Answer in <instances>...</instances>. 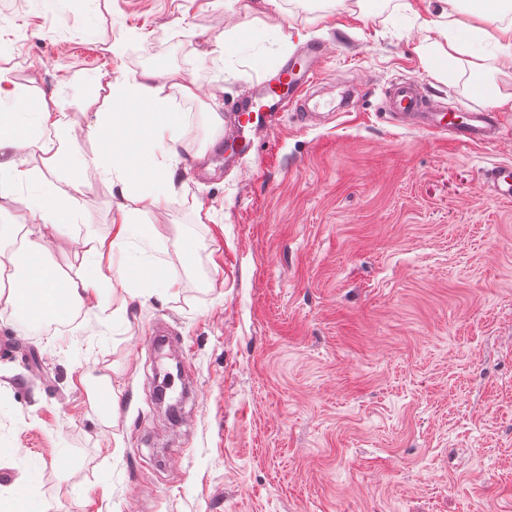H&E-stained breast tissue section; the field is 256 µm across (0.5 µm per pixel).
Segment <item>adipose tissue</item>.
Masks as SVG:
<instances>
[{
	"mask_svg": "<svg viewBox=\"0 0 512 512\" xmlns=\"http://www.w3.org/2000/svg\"><path fill=\"white\" fill-rule=\"evenodd\" d=\"M442 2L437 18L421 23L428 33L419 46L423 64L450 73L460 58H467L482 97L491 105L512 107V92H501L488 80L492 72L512 77V0H472L467 23L458 17L460 0ZM489 21L494 24L490 30L485 27ZM478 40L492 43L491 61L471 54ZM175 91L190 99L198 96L195 82L165 65L114 77L82 102L83 110L93 113V123L75 127L67 124L58 93L31 96L0 79V214L20 208L32 218L28 224H0V303L17 314L21 327L68 321L116 278L134 300L170 288L159 259L142 254L116 270L112 256L132 241L149 245L163 237L161 225L143 223L142 217L179 194L178 157L162 161L157 155L160 144L175 145L181 138L185 117L170 105ZM62 128L72 143L93 145L69 167L52 137ZM92 174L112 183L117 200L112 234L66 237ZM65 239L84 261L80 273H67L53 259Z\"/></svg>",
	"mask_w": 512,
	"mask_h": 512,
	"instance_id": "1",
	"label": "adipose tissue"
}]
</instances>
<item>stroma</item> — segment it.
Here are the masks:
<instances>
[{
	"mask_svg": "<svg viewBox=\"0 0 512 512\" xmlns=\"http://www.w3.org/2000/svg\"><path fill=\"white\" fill-rule=\"evenodd\" d=\"M417 2L357 17L332 0H0V76L61 92L68 122H93L81 103L99 82L159 63L199 94L172 96L180 195L143 217L164 227L146 252L172 288L128 303L117 285L37 329L0 310V484L35 470L37 512H512V200L484 180L512 165V112L468 147L384 117L402 78L428 104L485 106L468 64L423 67L438 2ZM280 26L288 45L201 56L232 28ZM313 42L317 124L283 113L238 167L211 153L197 179L213 85L229 114ZM111 201L92 179L72 233L111 235ZM166 353L175 420L155 400ZM103 376L111 410L89 396Z\"/></svg>",
	"mask_w": 512,
	"mask_h": 512,
	"instance_id": "35a3bbf8",
	"label": "stroma"
}]
</instances>
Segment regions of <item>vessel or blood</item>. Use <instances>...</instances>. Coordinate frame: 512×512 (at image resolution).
<instances>
[{
	"instance_id": "obj_1",
	"label": "vessel or blood",
	"mask_w": 512,
	"mask_h": 512,
	"mask_svg": "<svg viewBox=\"0 0 512 512\" xmlns=\"http://www.w3.org/2000/svg\"><path fill=\"white\" fill-rule=\"evenodd\" d=\"M320 47L306 48L299 57L288 61L277 78L263 86L260 94L240 100L235 106L239 132L255 129L269 112L294 111L299 126H306L310 113L300 111L308 87L320 76ZM391 110L399 121L415 128L448 134L458 145L485 144L497 139L503 123L500 113L484 110L470 112L458 107L446 112L424 107L416 86L408 81L395 83L389 92ZM484 177L497 198L512 200V166H495Z\"/></svg>"
}]
</instances>
